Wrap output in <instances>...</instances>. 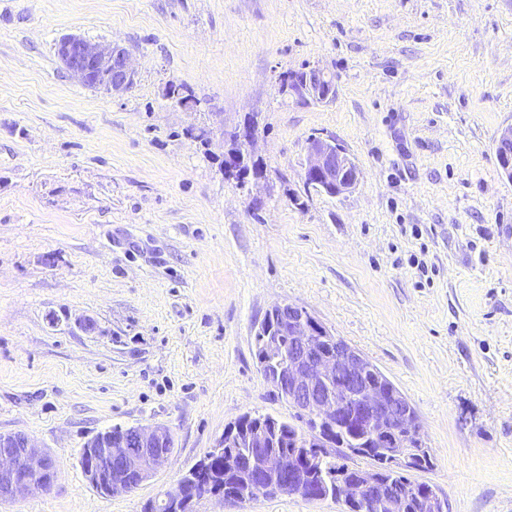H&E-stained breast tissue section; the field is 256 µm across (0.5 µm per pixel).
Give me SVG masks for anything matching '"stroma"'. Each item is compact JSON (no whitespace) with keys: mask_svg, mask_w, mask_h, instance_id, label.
Segmentation results:
<instances>
[{"mask_svg":"<svg viewBox=\"0 0 512 512\" xmlns=\"http://www.w3.org/2000/svg\"><path fill=\"white\" fill-rule=\"evenodd\" d=\"M67 34L124 45L132 88L67 77ZM309 66L331 99L279 94ZM248 116L267 177L242 186L221 162ZM510 125L512 0H0V433L56 470L0 512H143L237 417L291 420L254 356L283 301L414 407L434 459L411 480L449 512H512ZM315 137L355 162L352 192L305 186ZM151 424L171 430L169 463L98 494L84 443ZM198 512L343 505L259 493ZM496 151L505 175L512 177V125L501 132L496 143Z\"/></svg>","mask_w":512,"mask_h":512,"instance_id":"obj_1","label":"stroma"}]
</instances>
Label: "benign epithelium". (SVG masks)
Segmentation results:
<instances>
[{
  "mask_svg": "<svg viewBox=\"0 0 512 512\" xmlns=\"http://www.w3.org/2000/svg\"><path fill=\"white\" fill-rule=\"evenodd\" d=\"M63 70L84 86L108 93H122L134 84L131 53L117 43L92 44L78 35H66L56 44ZM279 93L302 100L324 101L335 93L333 81L320 69L305 71L303 78L290 77L279 84ZM256 121L245 118L229 136L224 151V176L241 184L266 177V169L257 165L253 146ZM496 151L505 175L512 176V125L501 132ZM304 176L312 186L328 195L340 196L352 191L359 182L355 162L335 142L322 138L310 140ZM267 337L259 366L277 394L285 396L294 409L313 421L310 435L293 452L266 453V444L276 425L273 419L247 430V424L235 421L224 429L207 458L231 455L242 466L269 473L272 482L262 492H297L309 500L336 498L348 512L373 508L378 512H402L403 502L419 493L421 512H445L446 500L432 487L419 489L406 483L385 481L375 470L349 471L336 463V480L317 487L296 485L301 465L314 467L332 455L336 446L332 434L341 427L361 432L368 444L379 448L388 468L410 471L416 460L431 457L421 436L414 408L356 348L335 336L307 309L290 302L271 308L266 325L259 327ZM287 336L291 346L279 348V337ZM246 431L249 450L239 456L232 448L233 437ZM170 429L163 425H137L108 429L93 436L82 449V472L87 482L96 485L107 480L109 495H122L139 486L164 467L172 454ZM51 454L36 445L24 433H0V499L14 500L46 490L45 480L54 479ZM209 474L197 467L180 478L165 492L168 512H192L190 487Z\"/></svg>",
  "mask_w": 512,
  "mask_h": 512,
  "instance_id": "benign-epithelium-1",
  "label": "benign epithelium"
}]
</instances>
